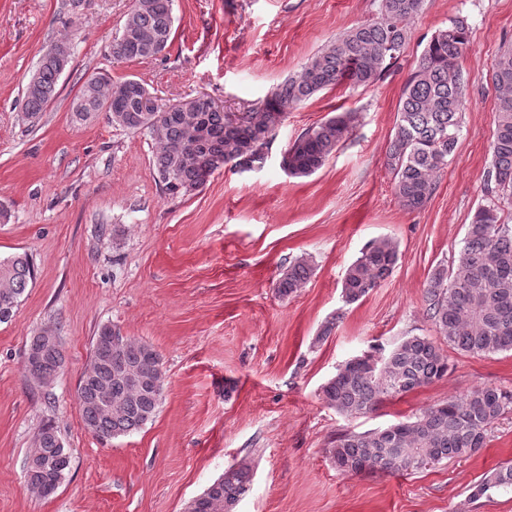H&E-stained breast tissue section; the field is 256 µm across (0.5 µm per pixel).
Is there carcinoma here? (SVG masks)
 Wrapping results in <instances>:
<instances>
[{
  "label": "carcinoma",
  "mask_w": 512,
  "mask_h": 512,
  "mask_svg": "<svg viewBox=\"0 0 512 512\" xmlns=\"http://www.w3.org/2000/svg\"><path fill=\"white\" fill-rule=\"evenodd\" d=\"M424 0H381L377 16L347 30L313 54L298 74L279 81L255 108L232 116L211 100L197 99L186 111L155 105L141 111L147 88L129 78L112 84L109 119L130 131L147 130L157 149L154 166L165 193L189 196L216 172L258 156L268 146L289 109L314 94L345 82L369 85L396 67L408 43L410 23ZM172 0H132L111 53L118 58L145 60L167 47L173 30ZM470 50V32L462 18L449 20L428 42L402 91L395 133L386 165L394 190L407 210L422 208L436 179L448 167L460 133L467 82L459 67ZM37 84L26 85L28 114L46 109L55 96L61 72L42 55ZM491 80L500 92L491 161L483 191L488 202L478 206L467 226L454 262L438 265L424 290L425 313L449 346L472 355L512 351V226L502 217V205L512 204V49L498 55ZM101 77L84 82L72 107L78 120L100 112L94 95ZM351 112L338 113L307 129L288 149L290 175L309 176L319 170L353 129ZM396 244L382 238L370 242L346 270L342 281L345 304L358 302L381 286L398 262ZM311 267L300 258L288 266L276 284L287 297L306 283ZM34 276L25 255L0 260V312L12 313ZM112 328L95 336L91 360L83 372L77 399L84 425L101 439L140 429L159 408L164 387L160 355L149 344L121 339L115 350L102 340ZM28 348L42 351V370L52 377L63 365L62 346L47 345L40 336ZM144 376L131 386L117 371ZM448 355L427 336H408L386 356L363 354L338 369L322 387V399L336 412L357 418L375 409L386 397H396L448 375ZM112 381V410L99 408V384ZM512 410V389L477 387L461 396L423 409L412 419L362 433L345 432L328 449L343 474L366 471L413 473L444 460L470 456L484 447L489 428ZM32 460L25 462V480L42 497L55 491L54 472L71 455L51 423L37 434ZM251 482V468H231L189 505V512H232ZM512 489V462L500 465L475 485L471 498L488 497Z\"/></svg>",
  "instance_id": "1"
}]
</instances>
